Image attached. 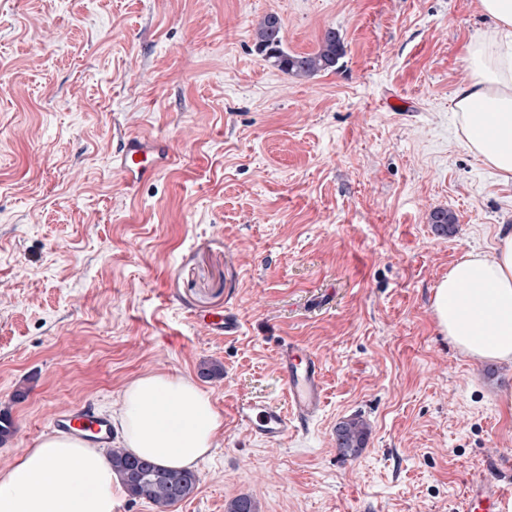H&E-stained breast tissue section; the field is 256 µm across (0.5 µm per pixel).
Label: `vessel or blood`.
Here are the masks:
<instances>
[{
  "label": "vessel or blood",
  "mask_w": 512,
  "mask_h": 512,
  "mask_svg": "<svg viewBox=\"0 0 512 512\" xmlns=\"http://www.w3.org/2000/svg\"><path fill=\"white\" fill-rule=\"evenodd\" d=\"M173 159L170 145L137 134H127L113 157L123 181L138 185L167 167ZM196 321L211 333L237 335L240 323L235 315L215 312L197 316ZM276 362L285 386L286 402L244 401L235 409V420L254 438L277 444L308 428L322 413L324 405L323 369L319 359L304 345L282 344ZM53 426L64 432L86 433L92 444L111 445L110 425L79 406L58 412ZM458 512H512V489L489 479L472 481Z\"/></svg>",
  "instance_id": "vessel-or-blood-1"
}]
</instances>
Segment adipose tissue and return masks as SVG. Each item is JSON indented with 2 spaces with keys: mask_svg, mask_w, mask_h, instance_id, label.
<instances>
[{
  "mask_svg": "<svg viewBox=\"0 0 512 512\" xmlns=\"http://www.w3.org/2000/svg\"><path fill=\"white\" fill-rule=\"evenodd\" d=\"M494 22L470 49L472 79L452 99L466 147L512 180V0H478ZM441 330L478 363L512 364V226L501 225L491 251H471L434 290ZM126 449L173 469L209 454L224 422L210 396L187 379L147 374L132 381L112 410ZM123 486L102 449L46 434L0 470V512H116Z\"/></svg>",
  "mask_w": 512,
  "mask_h": 512,
  "instance_id": "ef3b65f1",
  "label": "adipose tissue"
}]
</instances>
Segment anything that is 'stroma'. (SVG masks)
I'll return each mask as SVG.
<instances>
[{"label":"stroma","instance_id":"1","mask_svg":"<svg viewBox=\"0 0 512 512\" xmlns=\"http://www.w3.org/2000/svg\"><path fill=\"white\" fill-rule=\"evenodd\" d=\"M271 12L295 53L339 30L337 69L265 62L252 32ZM492 26L477 0H0V469L59 410L111 414L165 372L224 420L173 512L241 495L257 512H453L468 481L511 473L512 366L461 354L432 307L512 225V182L466 148L451 103ZM128 131L175 152L135 188L112 163ZM217 310L238 335L194 324ZM289 340L321 360L326 402L264 443L233 411L284 401ZM212 361L223 377H201ZM355 415L370 434L346 458L334 430Z\"/></svg>","mask_w":512,"mask_h":512}]
</instances>
